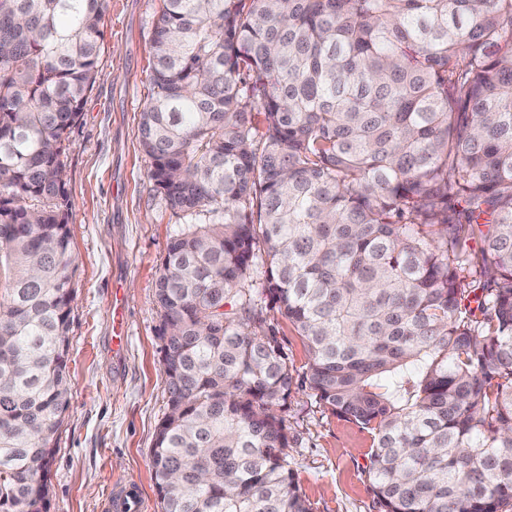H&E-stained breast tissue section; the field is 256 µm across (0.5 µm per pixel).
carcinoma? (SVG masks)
Returning a JSON list of instances; mask_svg holds the SVG:
<instances>
[{"label":"carcinoma","instance_id":"carcinoma-1","mask_svg":"<svg viewBox=\"0 0 512 512\" xmlns=\"http://www.w3.org/2000/svg\"><path fill=\"white\" fill-rule=\"evenodd\" d=\"M105 0H0V512H47L69 406L64 157ZM139 143L161 512H311L293 375L373 434L379 512L512 508V0H163Z\"/></svg>","mask_w":512,"mask_h":512}]
</instances>
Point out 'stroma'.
<instances>
[{
	"label": "stroma",
	"instance_id": "stroma-1",
	"mask_svg": "<svg viewBox=\"0 0 512 512\" xmlns=\"http://www.w3.org/2000/svg\"><path fill=\"white\" fill-rule=\"evenodd\" d=\"M161 7V0H107L96 82L70 135V393L48 512H109V498L129 485L138 491L134 512H160L151 448L167 393L155 281L176 218L149 178L138 122L152 94L150 39ZM116 309L127 326L118 356ZM266 317L295 379L285 423L301 494L312 512H378L367 478L370 433L334 415L302 384L304 338L280 314Z\"/></svg>",
	"mask_w": 512,
	"mask_h": 512
}]
</instances>
